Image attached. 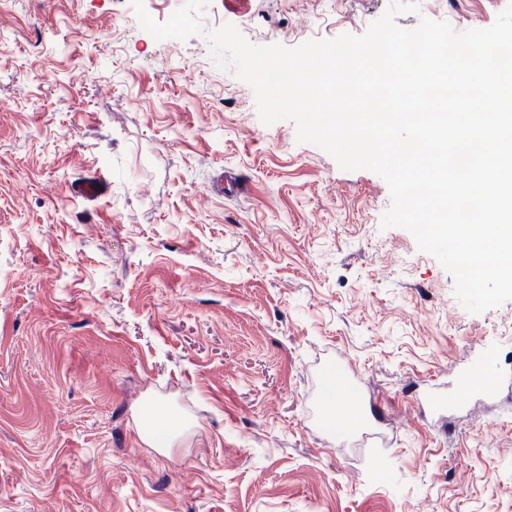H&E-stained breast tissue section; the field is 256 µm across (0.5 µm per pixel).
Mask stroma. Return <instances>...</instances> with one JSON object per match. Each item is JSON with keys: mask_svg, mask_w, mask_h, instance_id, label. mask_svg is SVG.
<instances>
[{"mask_svg": "<svg viewBox=\"0 0 512 512\" xmlns=\"http://www.w3.org/2000/svg\"><path fill=\"white\" fill-rule=\"evenodd\" d=\"M511 2L395 23L485 29ZM388 4L209 0L202 20L294 47ZM94 173L109 193L75 196ZM390 205L376 173L264 125L204 37L155 40L131 0H0V512H512V393L420 403L472 355L512 375V301L465 310L382 228ZM330 374L358 430L323 405Z\"/></svg>", "mask_w": 512, "mask_h": 512, "instance_id": "stroma-1", "label": "stroma"}]
</instances>
